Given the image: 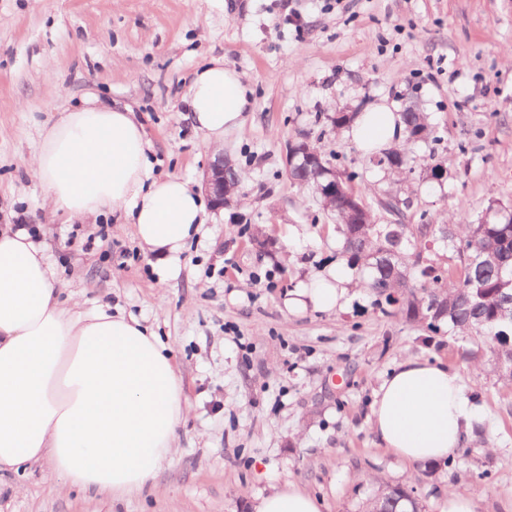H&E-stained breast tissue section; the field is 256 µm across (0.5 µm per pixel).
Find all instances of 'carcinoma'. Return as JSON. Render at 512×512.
Masks as SVG:
<instances>
[{"label":"carcinoma","instance_id":"carcinoma-1","mask_svg":"<svg viewBox=\"0 0 512 512\" xmlns=\"http://www.w3.org/2000/svg\"><path fill=\"white\" fill-rule=\"evenodd\" d=\"M404 146L371 153L377 167L401 176L408 167L412 147L428 141L436 131L424 112L400 113ZM323 210L336 220L342 251L359 267L364 287L389 306H398L406 320L437 334L443 327L459 336H483L490 351L512 356L504 336L512 332V211L488 207L493 220L461 224L447 234L456 264L442 266L427 256L429 244L442 236L443 224L412 211L410 198L388 194L367 204L366 223L359 224L341 201L320 199ZM387 215L382 223L377 213ZM421 512L416 499L403 497L391 485L367 504L366 512Z\"/></svg>","mask_w":512,"mask_h":512}]
</instances>
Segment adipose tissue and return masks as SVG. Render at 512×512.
<instances>
[{
  "label": "adipose tissue",
  "mask_w": 512,
  "mask_h": 512,
  "mask_svg": "<svg viewBox=\"0 0 512 512\" xmlns=\"http://www.w3.org/2000/svg\"><path fill=\"white\" fill-rule=\"evenodd\" d=\"M190 118L212 147L240 128L253 106L242 76L214 58L195 70ZM400 129L387 107L363 112L350 134L363 149ZM146 133L127 107L88 95L43 128L29 162L49 213L76 218L127 210L140 244L177 254L205 220L201 193L179 176L156 177ZM350 280L339 272L284 300L288 310L342 306ZM190 409L165 346L132 317L61 300L56 272L27 229L0 227V471L48 462L71 485L120 498L142 490L173 458ZM474 412L459 373L420 357L402 360L381 383L370 425L384 448L409 464L458 448ZM256 512H321L286 483Z\"/></svg>",
  "instance_id": "ef3b65f1"
}]
</instances>
